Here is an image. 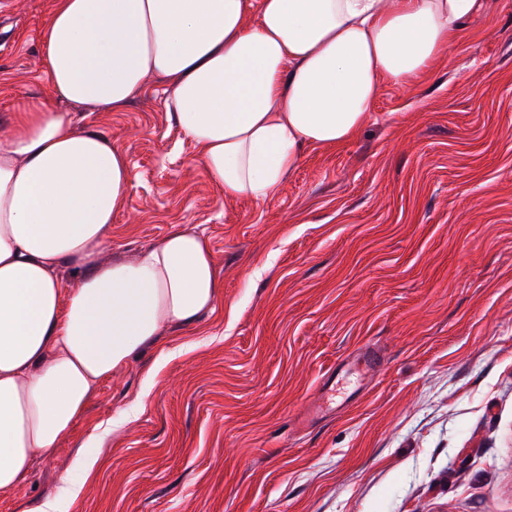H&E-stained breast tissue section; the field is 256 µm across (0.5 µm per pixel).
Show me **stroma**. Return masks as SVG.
Wrapping results in <instances>:
<instances>
[{
	"label": "stroma",
	"mask_w": 512,
	"mask_h": 512,
	"mask_svg": "<svg viewBox=\"0 0 512 512\" xmlns=\"http://www.w3.org/2000/svg\"><path fill=\"white\" fill-rule=\"evenodd\" d=\"M51 8L0 0V121L25 98L67 106L44 75ZM160 85L76 109L133 171L102 258L196 230L218 299L161 329L166 360L149 346L103 380L0 512H512V0L261 203L220 195ZM367 346L381 366L306 420Z\"/></svg>",
	"instance_id": "1"
}]
</instances>
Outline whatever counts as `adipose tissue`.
Returning <instances> with one entry per match:
<instances>
[{"mask_svg":"<svg viewBox=\"0 0 512 512\" xmlns=\"http://www.w3.org/2000/svg\"><path fill=\"white\" fill-rule=\"evenodd\" d=\"M485 0H53L44 74L74 105L125 110L147 77L228 199L263 201L307 146H342L382 82L409 83ZM133 179L75 113L32 101L0 126V494L68 435L99 383L218 296L208 239L168 234L106 262ZM81 273L65 287L60 271Z\"/></svg>","mask_w":512,"mask_h":512,"instance_id":"ef3b65f1","label":"adipose tissue"}]
</instances>
